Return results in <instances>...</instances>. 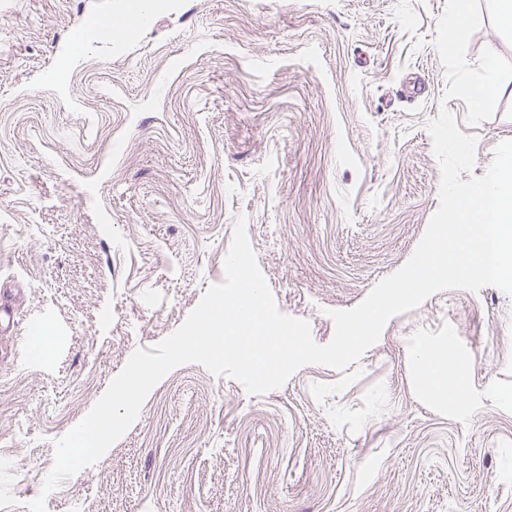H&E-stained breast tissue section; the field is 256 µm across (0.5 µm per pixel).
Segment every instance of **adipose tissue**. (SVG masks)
<instances>
[{
  "label": "adipose tissue",
  "mask_w": 512,
  "mask_h": 512,
  "mask_svg": "<svg viewBox=\"0 0 512 512\" xmlns=\"http://www.w3.org/2000/svg\"><path fill=\"white\" fill-rule=\"evenodd\" d=\"M409 356L419 371L420 384L427 394L443 406L461 405L459 367L449 360L447 344H417L411 348Z\"/></svg>",
  "instance_id": "adipose-tissue-1"
}]
</instances>
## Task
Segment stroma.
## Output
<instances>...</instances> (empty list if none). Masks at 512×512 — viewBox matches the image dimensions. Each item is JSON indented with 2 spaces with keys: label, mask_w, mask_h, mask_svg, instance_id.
<instances>
[{
  "label": "stroma",
  "mask_w": 512,
  "mask_h": 512,
  "mask_svg": "<svg viewBox=\"0 0 512 512\" xmlns=\"http://www.w3.org/2000/svg\"><path fill=\"white\" fill-rule=\"evenodd\" d=\"M452 4L0 0V512H29L55 441L223 281L237 221L320 345L409 260L440 206L429 123L475 136L478 177L512 140V32L472 0L449 49ZM138 9L123 41L73 38ZM445 339L457 407L406 357ZM46 512H512V296L437 292L345 371L262 396L180 366ZM471 0H454L448 18L447 43L449 49H455L466 36L470 27L477 23L478 17L471 8Z\"/></svg>",
  "instance_id": "obj_1"
}]
</instances>
